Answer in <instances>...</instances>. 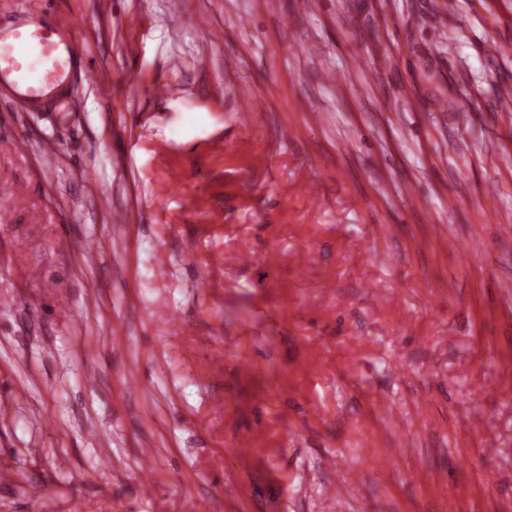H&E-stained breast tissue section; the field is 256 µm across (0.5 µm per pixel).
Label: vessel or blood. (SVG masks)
I'll use <instances>...</instances> for the list:
<instances>
[{"instance_id": "b4317fda", "label": "vessel or blood", "mask_w": 512, "mask_h": 512, "mask_svg": "<svg viewBox=\"0 0 512 512\" xmlns=\"http://www.w3.org/2000/svg\"><path fill=\"white\" fill-rule=\"evenodd\" d=\"M71 20L54 16L51 27L0 30V89L34 102L65 80L76 54Z\"/></svg>"}]
</instances>
